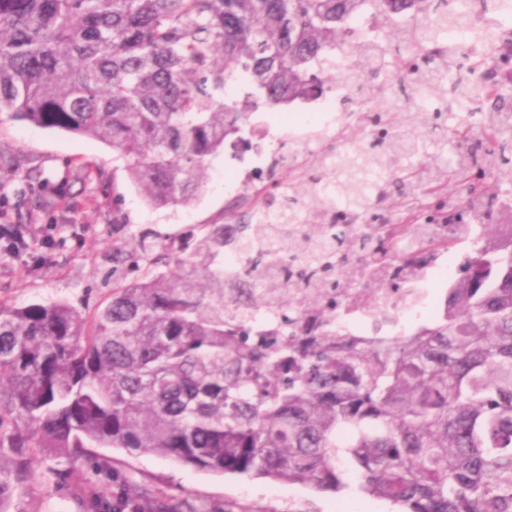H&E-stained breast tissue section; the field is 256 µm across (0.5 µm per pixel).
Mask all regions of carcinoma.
I'll use <instances>...</instances> for the list:
<instances>
[{
  "instance_id": "cac0c4a2",
  "label": "carcinoma",
  "mask_w": 512,
  "mask_h": 512,
  "mask_svg": "<svg viewBox=\"0 0 512 512\" xmlns=\"http://www.w3.org/2000/svg\"><path fill=\"white\" fill-rule=\"evenodd\" d=\"M373 10L415 47L395 61L401 94L418 79L512 127V107L469 76L448 84L433 53L458 24L455 0H0V116L85 136L127 162L155 208L185 205L206 159L238 150L252 112L323 95L339 79L370 138L334 169L288 174L284 223L254 224L237 242L247 280L231 297L218 264L224 224L181 242L149 229L112 248V297L91 313L64 302L0 305V512H25L35 467L64 451L91 475L63 478L76 512H197L144 482L118 479L94 449L161 455L200 471L268 477L320 491L359 489L403 512H512V235L488 232L448 289L441 318L404 336L351 339L319 315L352 261L403 257L340 220L319 193L336 181L344 206L368 212L363 186L392 171L407 200L512 166L507 142L476 144L439 168L397 167L441 112L370 104L377 74L350 22ZM350 44L358 62L324 71ZM237 85L241 98L226 102ZM277 308L249 335L251 311ZM315 311L301 324L299 309Z\"/></svg>"
}]
</instances>
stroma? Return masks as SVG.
I'll use <instances>...</instances> for the list:
<instances>
[{
	"mask_svg": "<svg viewBox=\"0 0 512 512\" xmlns=\"http://www.w3.org/2000/svg\"><path fill=\"white\" fill-rule=\"evenodd\" d=\"M0 157L37 168L34 187H26L9 167L0 168V222L18 227L27 244L25 259L14 258L0 242V305L64 302L91 310L112 294V227H150L162 235L183 237L201 225L224 219V201L232 195L228 154L210 159L197 199L186 207H151L131 183L124 160L91 138L46 129L27 122L0 123ZM462 254H448L424 283L431 308L406 325V332L436 322L448 287L459 276ZM119 474H135L158 491L183 496L203 512H358L361 504L393 512L385 500L361 492L352 474L346 489L320 492L299 483L269 478L219 475L156 455L106 448ZM89 474L83 462L67 457L48 460L39 482L47 497L22 499L25 512H74L54 485L53 470Z\"/></svg>",
	"mask_w": 512,
	"mask_h": 512,
	"instance_id": "1",
	"label": "stroma"
}]
</instances>
